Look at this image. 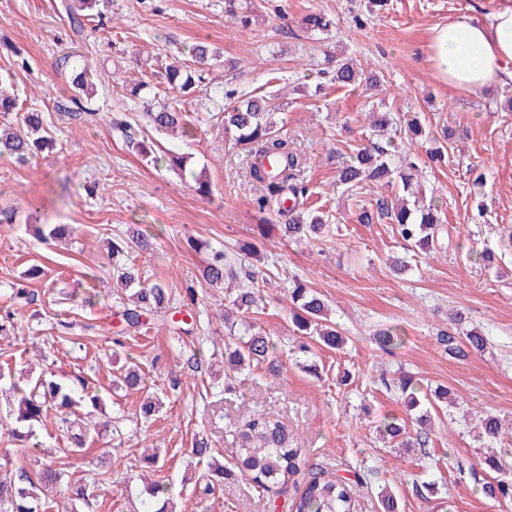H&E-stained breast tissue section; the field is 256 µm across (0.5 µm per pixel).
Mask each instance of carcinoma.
<instances>
[{"instance_id":"1","label":"carcinoma","mask_w":512,"mask_h":512,"mask_svg":"<svg viewBox=\"0 0 512 512\" xmlns=\"http://www.w3.org/2000/svg\"><path fill=\"white\" fill-rule=\"evenodd\" d=\"M101 0H73L63 4L67 17L74 25L82 26V18L95 9ZM305 28L311 31L324 32L333 26V19L325 13H310L302 19ZM189 53L200 63H211L222 66L223 60L210 46L196 43ZM163 78L168 87L185 93L195 83L190 66L178 60L161 63ZM91 73L84 68L74 70L72 84L76 93L86 95L92 88ZM365 80L364 73L358 71L348 62L336 64L330 72V82L340 87L355 86ZM18 96L9 94L0 79V113L8 115L18 111ZM280 105L273 98L253 93H238L235 90L224 91V134L233 138L236 143L250 146L251 162L248 179L259 191L255 204L260 211H274L285 218L280 225L285 236L297 242H311L319 239L320 233L330 223L329 215L306 209L300 198L306 195V186L298 183L302 160L282 137L276 128L273 115ZM147 122L160 131L193 133L192 122L186 115L168 106L159 110L144 112ZM21 123L26 128L23 135L9 128H0V156L14 158L18 162H26L37 154L51 140L44 115L41 112L27 111L21 114ZM392 142L386 144L373 143L364 146L354 155L342 161L339 166L337 182L345 186V191L353 192L359 184L371 181L388 186L391 176L398 174L402 187L409 189L416 168L412 162L407 163L406 170L394 166L392 161ZM190 156L172 150H162L154 156V164H163L170 169L186 168ZM291 207H286L288 201ZM376 211L361 208L360 223L370 224L374 215L386 216L395 225L398 239L410 247L433 248L438 243L440 219L433 205L419 209L409 208L406 202L389 203L381 197L375 202ZM237 278V272L222 251L213 255L212 261L203 271V280L213 286L224 282L226 277ZM239 279V278H237ZM266 277L259 276L255 271H248L239 279L235 296L230 298L229 306L224 309V318L229 319L234 313L246 314L260 305L262 300L260 283ZM290 300L294 305L292 323L296 327L297 337L294 349L302 354L304 363L301 368L314 372L315 365L309 362L311 353L310 342L316 341L334 350H341L347 343L338 326L328 323L327 303L320 294L307 288L299 279L292 281L289 288ZM172 294L160 283L150 287H140L131 295L130 303L124 305L122 318L130 328H139L142 317L148 312L158 313L170 307ZM242 330L236 325L228 327L224 340L225 363L232 371L245 366H260L277 350V343L269 336L254 330L246 320H241ZM376 342L383 350L401 345L402 336L394 327H389L376 334ZM448 356L462 359L472 353H481L489 345V338L477 328L471 329L464 338L448 335L443 338ZM120 379L130 390L143 389V378L140 370L128 368L120 374ZM397 389L411 409L421 406V400L430 405L448 400L449 391L442 387H431L412 378L401 377ZM12 392V404L5 415L0 417V426L9 435L23 440L29 433L19 430L23 423L40 422L49 410L65 409L75 414L73 407L79 405L72 395V389L65 382L47 380L43 376L30 379L23 386L13 382L9 386ZM479 428L482 437L493 442L501 436L499 418L484 413L479 416ZM382 433L386 439L399 442V446L413 448L424 445L422 434L411 437L408 435L406 421L392 419L382 425ZM229 437L235 444L232 451L235 469L250 479L256 487L270 491L274 488L282 494L288 487L297 488L296 496L289 500L288 512H350L351 482L342 476H328L319 464H311L302 455V449L292 444L288 426L274 416H253L239 421L229 430ZM503 458L489 455L480 462L469 467L459 465V470H468L474 484L479 486L484 497L497 499L512 498V482L500 478L504 471ZM233 469V470H235ZM233 470L219 463L208 464L203 473L204 491L211 492L215 485L224 477L233 474ZM62 471L50 464L44 465L36 478H31L25 469H20V485L8 488L0 483V512H45L48 503L42 501L43 487L61 483ZM168 490L153 484L144 491L140 501V512H173Z\"/></svg>"}]
</instances>
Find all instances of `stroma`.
<instances>
[{
    "label": "stroma",
    "instance_id": "stroma-1",
    "mask_svg": "<svg viewBox=\"0 0 512 512\" xmlns=\"http://www.w3.org/2000/svg\"><path fill=\"white\" fill-rule=\"evenodd\" d=\"M100 21L74 34L60 0H0V73L15 69L21 108L44 112L53 148L27 163L0 158V209L16 220L0 224V309L14 313L15 338L0 339V371L44 367L70 380L84 378L88 444L71 452L62 422L34 424L38 448L0 437V479L20 468L46 464L63 471V484L93 485L83 512H138L145 481L176 484V512H274L275 493L251 481L225 477L214 493L193 478L206 462L193 451L206 438L224 454L226 426L270 403L309 462L345 477L353 486V512H379L377 493L391 487L398 512H512V500L495 502L458 471L456 457L478 462L484 451L474 436L477 412L506 422L496 447L512 479V112L503 96L469 94L433 77L423 55L432 26L465 15L483 21L501 0H236L251 15L241 27L224 15V0H106ZM333 16L327 32L310 31L302 18ZM204 41L237 60L238 69L199 66L195 92L168 89L147 77L146 59L187 58ZM354 60L383 80L379 87L327 85L319 72L332 60ZM95 75L82 106L70 101L73 64ZM151 86L134 97L141 79ZM228 89L279 98L280 133L303 160L307 207L333 214L322 241L296 242L275 229L280 218L254 204L247 178L249 153L225 137L211 112ZM168 104L191 115V144L158 136L159 145L191 153L186 172L154 166L132 147L143 139L141 108ZM417 118L426 135L395 145L415 161L424 193L433 194L444 229L441 250L404 252L387 219L358 221V207L374 205L371 185L358 196L337 185L338 155L376 141L371 111ZM443 144L442 159L431 149ZM205 172L209 193L197 191L194 173ZM482 188H474L475 176ZM56 224L75 229L72 239L47 233ZM148 239V251L107 255V241ZM250 242L246 267L267 274L263 307L247 319L279 343L271 363L239 373L224 389V291L205 286L202 269L215 250L238 251ZM491 249L493 265L474 261L472 249ZM405 257L411 270L397 274L390 260ZM34 264L44 273L25 272ZM134 269L141 284L162 282L176 310L161 321L150 314L139 331L124 329L123 292L112 282L115 265ZM301 279L323 295L329 316L347 336L345 349L314 350L318 374L303 371L292 351L288 288ZM34 303L16 299L17 289ZM463 316L452 322V314ZM395 326L400 348L382 350L375 337ZM480 328L490 338L484 353L449 358L439 338ZM139 367L145 395L163 400L154 420L138 419L143 395L113 389L114 371ZM404 375L448 388L457 402L439 412L427 447L404 451L382 443L376 427L406 417L393 379ZM160 449L157 464L143 449Z\"/></svg>",
    "mask_w": 512,
    "mask_h": 512
}]
</instances>
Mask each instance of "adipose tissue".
<instances>
[{
	"instance_id": "ef3b65f1",
	"label": "adipose tissue",
	"mask_w": 512,
	"mask_h": 512,
	"mask_svg": "<svg viewBox=\"0 0 512 512\" xmlns=\"http://www.w3.org/2000/svg\"><path fill=\"white\" fill-rule=\"evenodd\" d=\"M435 78L459 90L483 93L512 81V5L478 21L461 16L431 28L423 46Z\"/></svg>"
}]
</instances>
